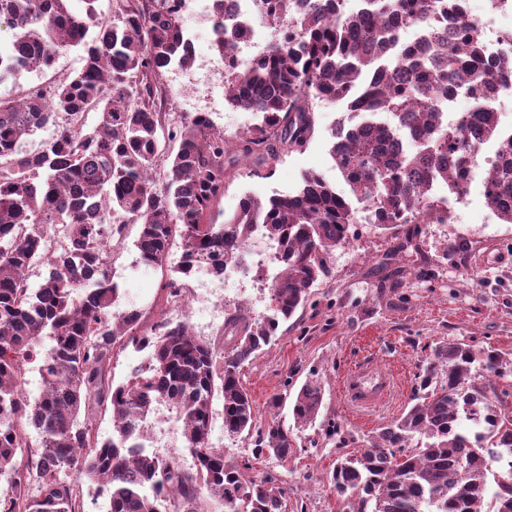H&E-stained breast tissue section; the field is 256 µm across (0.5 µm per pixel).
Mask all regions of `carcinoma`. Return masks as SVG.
Masks as SVG:
<instances>
[{
  "label": "carcinoma",
  "mask_w": 512,
  "mask_h": 512,
  "mask_svg": "<svg viewBox=\"0 0 512 512\" xmlns=\"http://www.w3.org/2000/svg\"><path fill=\"white\" fill-rule=\"evenodd\" d=\"M68 2L0 0V19L13 30L0 49V81L52 68L62 49L84 50L77 75L0 98V479L8 484L0 512H83L71 472L96 485L108 512H205L208 497L224 512H287L286 486L250 476V461L231 462L212 445L213 399H223L224 435L253 437L254 458L292 455L293 429L320 413L321 384L309 380L291 398L294 428L274 419L260 429L240 372L330 275L336 249L359 223L352 202L381 230L415 225L392 250L398 254L419 225L448 223L436 185L463 194L467 171L481 160L480 136L501 147L486 203L512 224V135L500 130L490 100L512 82V59L485 60L465 0H361L354 14L342 13V0H256L261 16L286 25L288 39L236 63L243 24L224 14L225 0H211L224 98L259 119L239 134L242 156L275 160L302 150L316 133L318 101L359 117L357 127L330 133L348 192L308 173L294 193L249 197L218 224L229 140L207 112L165 111L164 71L190 64L179 0H112L108 19L98 0H83L82 15ZM404 22L420 29L419 45L399 42ZM92 25L98 34L88 41ZM461 93L475 107L454 124L442 122L438 101ZM91 111L99 119L88 129ZM49 124L54 133L38 149L21 148L23 137ZM129 224L140 225L141 262L169 270L173 297L198 264L224 276L250 226L264 225L280 260L267 313L228 314L221 353L185 322L147 333L139 312L115 310L112 243L123 241ZM176 243L181 256L169 268ZM36 265L48 271L33 289L19 273ZM130 346L151 349L148 364L115 386L106 368ZM34 362L43 390L30 402L23 388ZM507 375L512 352L436 342L400 417L336 460L329 475L336 497L358 512L369 505L371 512H512V485L498 478L512 470V412L504 404L512 394L490 383ZM104 403L112 407L108 438L80 420ZM161 403L175 411L193 471L150 451L138 428ZM28 427L40 447H30Z\"/></svg>",
  "instance_id": "obj_1"
}]
</instances>
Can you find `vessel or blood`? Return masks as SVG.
<instances>
[{
  "label": "vessel or blood",
  "instance_id": "vessel-or-blood-1",
  "mask_svg": "<svg viewBox=\"0 0 512 512\" xmlns=\"http://www.w3.org/2000/svg\"><path fill=\"white\" fill-rule=\"evenodd\" d=\"M395 385L394 374L370 356L349 367L339 383L345 405L362 417L376 410L394 392Z\"/></svg>",
  "mask_w": 512,
  "mask_h": 512
}]
</instances>
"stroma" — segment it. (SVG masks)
Returning a JSON list of instances; mask_svg holds the SVG:
<instances>
[{"mask_svg": "<svg viewBox=\"0 0 512 512\" xmlns=\"http://www.w3.org/2000/svg\"><path fill=\"white\" fill-rule=\"evenodd\" d=\"M82 65L80 48L62 50L51 69L0 83V97H11L21 85L74 76ZM193 90L194 104L216 106L212 118L226 135L245 130L246 114L224 100L221 86L198 83ZM315 113L318 131L302 151L282 154L274 162L229 154L231 178L218 212L232 214L248 197L265 200L294 192L308 171L344 190L329 154L330 131L344 119V107L320 103ZM138 234V225H128L124 241L112 248L120 308L141 310L146 328L162 314L198 325L199 315L168 301L163 271L140 264L134 246ZM403 234L400 228L390 236L374 225H357L355 240L336 250L330 276L313 288L310 305L282 323L277 340L241 371L260 427L274 418L268 401L283 392L285 383L297 388L314 378L322 384L321 411L312 425L300 429L293 455L283 463L255 461L251 471L254 477L286 483L288 512H351L328 483L342 453L339 438L359 440L396 419L408 405L415 376L436 341L462 339L512 352V224L500 223L474 187L449 223L426 225L412 247L395 252L396 239ZM385 259L390 267L383 270L379 264ZM367 355L394 374L396 390L380 412L360 419L344 405L339 380L345 369ZM150 435L161 445L160 456L193 469L194 460L174 420L161 417L153 422Z\"/></svg>", "mask_w": 512, "mask_h": 512, "instance_id": "obj_1", "label": "stroma"}]
</instances>
